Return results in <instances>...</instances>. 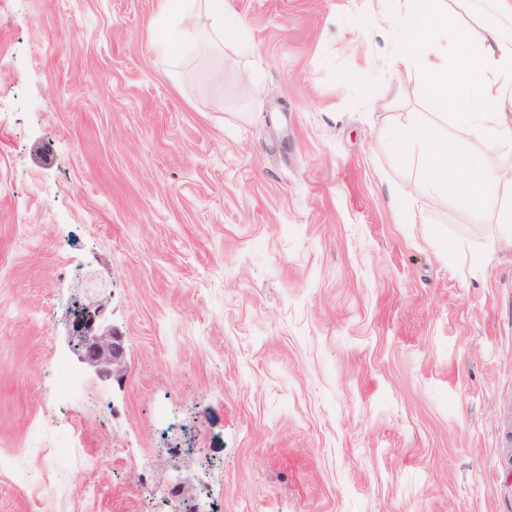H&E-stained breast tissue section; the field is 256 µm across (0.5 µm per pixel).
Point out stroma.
I'll list each match as a JSON object with an SVG mask.
<instances>
[{"instance_id":"stroma-1","label":"stroma","mask_w":512,"mask_h":512,"mask_svg":"<svg viewBox=\"0 0 512 512\" xmlns=\"http://www.w3.org/2000/svg\"><path fill=\"white\" fill-rule=\"evenodd\" d=\"M231 5L173 54L156 0H0V512H512V234L395 144L512 153L393 70L400 0ZM100 312L99 306L94 311L82 308L75 315L73 329L84 349L83 360L98 376L107 378L121 368L123 348L111 327L101 324L95 328Z\"/></svg>"}]
</instances>
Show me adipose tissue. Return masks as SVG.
I'll use <instances>...</instances> for the list:
<instances>
[{
	"label": "adipose tissue",
	"instance_id": "adipose-tissue-1",
	"mask_svg": "<svg viewBox=\"0 0 512 512\" xmlns=\"http://www.w3.org/2000/svg\"><path fill=\"white\" fill-rule=\"evenodd\" d=\"M406 2L409 23L401 30L393 67L419 65L431 95L457 123L479 126L492 145L512 151V93L490 78L497 69L512 68V0H492L497 20L477 55L468 52L470 34L464 29L454 44L433 46L448 24L445 0ZM158 9L176 38L202 31L211 44L221 45L239 36L228 19L230 0H159ZM398 145L415 155L427 184L448 192L465 213L492 211L499 223L512 224V175L484 164L429 124L409 128Z\"/></svg>",
	"mask_w": 512,
	"mask_h": 512
}]
</instances>
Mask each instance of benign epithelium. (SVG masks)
Masks as SVG:
<instances>
[{
  "label": "benign epithelium",
  "instance_id": "7a95c632",
  "mask_svg": "<svg viewBox=\"0 0 512 512\" xmlns=\"http://www.w3.org/2000/svg\"><path fill=\"white\" fill-rule=\"evenodd\" d=\"M100 309H81L75 315L73 329L84 349L83 360L95 368L98 376L106 378L122 365L123 348L112 328L95 325Z\"/></svg>",
  "mask_w": 512,
  "mask_h": 512
}]
</instances>
